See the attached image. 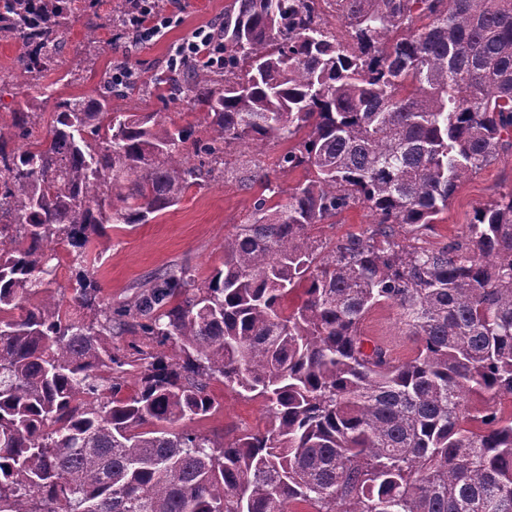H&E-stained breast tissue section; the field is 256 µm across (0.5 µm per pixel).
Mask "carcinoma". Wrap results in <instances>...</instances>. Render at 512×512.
I'll use <instances>...</instances> for the list:
<instances>
[{
    "mask_svg": "<svg viewBox=\"0 0 512 512\" xmlns=\"http://www.w3.org/2000/svg\"><path fill=\"white\" fill-rule=\"evenodd\" d=\"M74 2L0 0L32 89L0 126V512H512V413L468 405L512 403V191L450 247L394 229L434 223L512 149V0H229L223 68L109 79L33 140L72 17L124 39L138 13ZM134 90L186 97L206 135L112 109ZM256 142L288 144L279 168L308 177L285 190L240 154L260 192L221 266L99 301L107 225L148 223ZM358 204L375 229L316 234ZM60 245L87 320L58 298ZM380 304L418 342L405 362L361 331ZM127 331L141 341L120 356ZM215 381L262 399L269 427L231 443L190 428Z\"/></svg>",
    "mask_w": 512,
    "mask_h": 512,
    "instance_id": "cac0c4a2",
    "label": "carcinoma"
}]
</instances>
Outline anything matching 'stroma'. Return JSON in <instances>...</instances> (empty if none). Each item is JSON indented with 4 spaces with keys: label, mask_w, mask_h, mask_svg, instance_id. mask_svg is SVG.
<instances>
[{
    "label": "stroma",
    "mask_w": 512,
    "mask_h": 512,
    "mask_svg": "<svg viewBox=\"0 0 512 512\" xmlns=\"http://www.w3.org/2000/svg\"><path fill=\"white\" fill-rule=\"evenodd\" d=\"M162 2L164 10L172 12L176 21L166 36L152 44L137 45L126 39L114 43L106 31L89 32L81 20L73 24L53 70L40 81L45 103L34 137L44 136L57 101L93 94L102 73L110 66L126 61L141 70L165 69L172 44L195 27H213L224 19L226 0ZM112 107L121 112H158L180 125L199 119L184 99L162 102L134 94L113 99ZM249 177V170H237L234 178H218L192 187L179 205L149 223L113 225L109 242L93 263L102 298L116 304L127 301L151 273L167 266L182 265L196 280L207 278L224 259L225 237L234 234L251 212L254 193L242 185ZM510 191L512 151H507L461 184L447 211L422 234V241L434 247L462 241L476 208ZM361 330L382 343L394 360H409L416 352V343L402 325L396 306L373 308L365 316ZM212 390L219 407L212 416L194 422L195 430L230 442L242 434L265 429L267 418L261 400L240 396L219 382L213 383Z\"/></svg>",
    "instance_id": "1"
}]
</instances>
